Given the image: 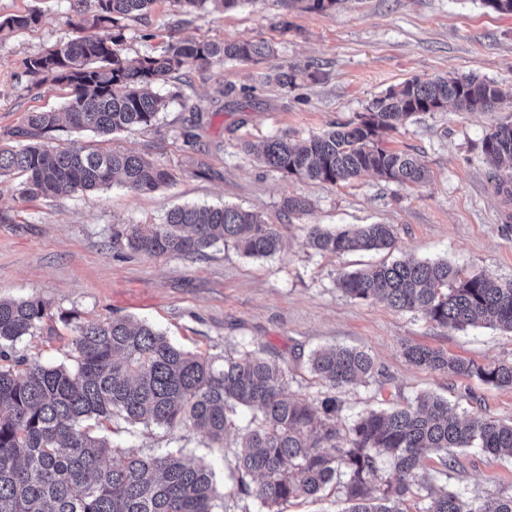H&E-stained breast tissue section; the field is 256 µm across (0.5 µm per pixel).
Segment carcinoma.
<instances>
[{
	"label": "carcinoma",
	"mask_w": 512,
	"mask_h": 512,
	"mask_svg": "<svg viewBox=\"0 0 512 512\" xmlns=\"http://www.w3.org/2000/svg\"><path fill=\"white\" fill-rule=\"evenodd\" d=\"M83 2L73 0L70 8L85 36L23 61L26 73L67 90L63 111L75 131L110 136L151 126L166 105L154 88L190 62H258L275 54L263 40L187 38L129 59L121 52L120 21L147 14L157 0H94L91 11ZM238 2L171 0L188 14L209 6L227 10ZM276 2L285 12L304 2L306 9L325 14L340 0ZM40 22V13L29 10L0 20V32ZM297 77L295 68L281 65L262 74L261 82L285 89ZM504 97L497 83L474 75L414 78L373 98L352 122L300 141L286 134L268 138L257 160L288 176L334 185L364 173L421 184L426 171L414 156L382 146L397 122L450 107L489 112ZM60 130L58 113L30 112L10 131L17 145L0 147V177H23L21 198L115 184L146 193L174 180L173 173L137 154L50 146ZM482 149L497 168L498 192L512 199V125L487 134ZM113 238L149 256L200 254L227 243L249 257H271L280 249L275 225L227 205L178 206L161 224L138 225ZM395 240L391 224L334 232L314 226L308 233L312 249L335 255L390 249ZM338 286L350 299L382 300L443 327L489 324L512 332V281L466 274L446 260L370 266L342 274ZM46 316L47 306L38 299L0 300V512H214L218 489L210 466L179 449L136 454L112 445L102 431L117 419L168 431L192 428L212 444L224 443L231 431L242 433V446L231 449L237 488L265 512H283L290 500L314 497L337 480L348 503L344 512H407L403 505L414 496L427 501L422 512H512V496L470 501L436 490L419 474L432 454L443 467H454L455 449L512 458V422L461 418L448 400L423 394L403 407L358 413L344 447L338 428L343 406L336 396L317 404L290 398L277 363L246 350L221 359L186 352L147 323L117 318L77 325L69 366L13 358L14 344L33 335ZM404 357L416 366L512 387V360L478 363L421 346L406 347ZM309 362L332 389L363 383L375 371L371 354L357 348L324 347ZM239 410L250 413L244 426L236 420ZM382 458L390 462L386 474L379 467Z\"/></svg>",
	"instance_id": "carcinoma-1"
}]
</instances>
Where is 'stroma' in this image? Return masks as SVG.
Wrapping results in <instances>:
<instances>
[{"instance_id": "stroma-1", "label": "stroma", "mask_w": 512, "mask_h": 512, "mask_svg": "<svg viewBox=\"0 0 512 512\" xmlns=\"http://www.w3.org/2000/svg\"><path fill=\"white\" fill-rule=\"evenodd\" d=\"M40 10L39 26L0 37V144L31 111L62 109L61 90L25 73V58L74 40L70 0H0V17ZM126 56L160 51L168 41L265 40L276 51L264 62L224 61L183 72L189 83L158 85L168 105L152 126L115 136L59 132L58 147L130 151L170 170L174 180L150 193L114 186L92 193L22 199L16 179H0V299H39L47 316L13 354L45 365L70 364L75 325L127 318L162 331L180 348L214 357L249 350L277 360L286 392L317 402L328 387L313 376L308 356L326 345L372 354L365 383L338 390L340 426L367 408H384L430 392L458 412L512 422V388L415 366L408 345H424L480 363L512 359V333L494 327L443 328L421 314L381 301H357L337 287L338 276L408 256L445 258L472 273L512 280V203L497 191L495 169L482 150L486 134L512 124V96L490 112H428L398 125L386 149L412 154L429 178L398 185L367 173L336 185L287 176L259 163L245 144L288 135L309 137L355 120L367 103L407 80L475 74L512 93V15L483 0H341L332 12L283 14L273 0H240L228 11L185 14L158 0L144 16L124 20ZM292 65L299 76L283 89L261 74ZM254 87L240 108L238 88ZM199 126H192L194 113ZM193 138H185L186 127ZM308 207L291 212L286 202ZM230 205L274 224L283 248L275 257L244 256L233 245L195 256H148L112 241L134 224L162 223L179 205ZM391 224L387 250L343 255L306 245L312 226ZM114 445L140 453L183 449L215 472L221 493L215 512H260L237 489L229 448L207 447L201 434L154 426L110 424ZM460 467L434 474L471 500L512 496V459L472 448Z\"/></svg>"}]
</instances>
